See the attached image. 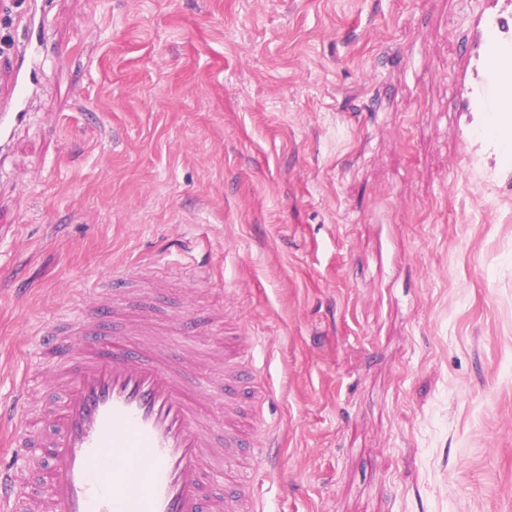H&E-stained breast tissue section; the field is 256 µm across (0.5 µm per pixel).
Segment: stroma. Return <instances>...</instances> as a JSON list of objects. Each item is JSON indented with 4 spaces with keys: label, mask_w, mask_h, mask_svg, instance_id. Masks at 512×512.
<instances>
[{
    "label": "stroma",
    "mask_w": 512,
    "mask_h": 512,
    "mask_svg": "<svg viewBox=\"0 0 512 512\" xmlns=\"http://www.w3.org/2000/svg\"><path fill=\"white\" fill-rule=\"evenodd\" d=\"M487 0H46L0 168V399L83 287L131 272L265 383L226 480L265 512H512V174L464 170ZM0 53V102L24 48Z\"/></svg>",
    "instance_id": "obj_1"
}]
</instances>
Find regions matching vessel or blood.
Segmentation results:
<instances>
[{
  "label": "vessel or blood",
  "mask_w": 512,
  "mask_h": 512,
  "mask_svg": "<svg viewBox=\"0 0 512 512\" xmlns=\"http://www.w3.org/2000/svg\"><path fill=\"white\" fill-rule=\"evenodd\" d=\"M463 55L458 111L480 118L512 112V0H488ZM34 80L33 72L19 71L14 99L0 103V145L25 120ZM471 138L493 147L498 173L512 172V132L480 122ZM125 299L116 290H80L37 332V354L61 353L49 370L65 397L38 419L28 417L23 395L0 401V424L12 427L17 444L41 442L51 457L36 497L17 481L26 457L0 468V512H257L254 500L224 483L225 463L240 449H251L257 459L268 454L236 424L254 374L226 360L223 392L202 398L186 357L202 334L199 325L182 315L158 330L148 305L127 330H105ZM90 307L96 320L86 317ZM212 403L228 419L220 440L208 411Z\"/></svg>",
  "instance_id": "b4317fda"
}]
</instances>
